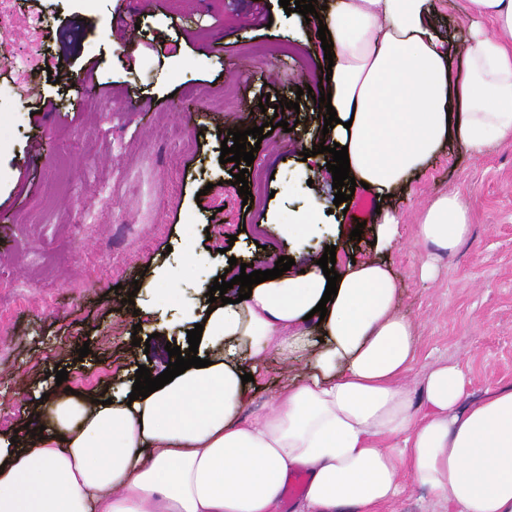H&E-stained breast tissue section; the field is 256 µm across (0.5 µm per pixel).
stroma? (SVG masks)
Masks as SVG:
<instances>
[{
  "mask_svg": "<svg viewBox=\"0 0 512 512\" xmlns=\"http://www.w3.org/2000/svg\"><path fill=\"white\" fill-rule=\"evenodd\" d=\"M461 0H436L430 18L454 65ZM128 0H5L0 5V431L19 427L55 385L88 392L119 385L138 366L159 370L179 344L176 303L156 299L153 271L177 275L197 297L228 258L251 263L260 247L300 259L335 246L337 263L381 260L402 282L398 304L418 336V379L436 362L459 365L465 401L512 387V144L471 158L447 144L408 186L381 204L401 220L398 246L377 250L371 226L351 239L352 215L335 207L325 157L303 159L318 140L328 62L317 30L279 0H156L124 43L111 24ZM109 99L77 94L87 68ZM311 94H304V87ZM269 95L266 111H249ZM52 100L56 111L43 109ZM298 101L295 110L282 101ZM249 166L269 197L244 202L220 163L224 130L273 118ZM40 156H33V146ZM460 191L471 231L425 280L414 241L417 211ZM319 203V225L301 240L279 226ZM135 293L139 323L123 300ZM168 324L164 338L159 325ZM149 347L132 345V338ZM89 346L87 357L77 348ZM296 376L267 352L246 412L267 407Z\"/></svg>",
  "mask_w": 512,
  "mask_h": 512,
  "instance_id": "1",
  "label": "stroma"
}]
</instances>
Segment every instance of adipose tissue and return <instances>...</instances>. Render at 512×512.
<instances>
[{"label": "adipose tissue", "mask_w": 512, "mask_h": 512, "mask_svg": "<svg viewBox=\"0 0 512 512\" xmlns=\"http://www.w3.org/2000/svg\"><path fill=\"white\" fill-rule=\"evenodd\" d=\"M435 0H331L319 18L333 45L328 81L350 174L387 196L444 145L480 157L512 139V0H463L468 55L452 70L427 24ZM490 20L493 32L481 23ZM470 200L451 192L417 215L416 241L454 253ZM337 296L315 257L210 303L200 358L144 399L132 383L55 396L39 433L0 432V512H280L289 478L297 512H374L410 475L443 512H512V388L463 405L466 379L436 363L407 383L414 324L400 282L379 262L337 266ZM325 303L327 313L312 310ZM276 350L302 376L243 418V374Z\"/></svg>", "instance_id": "ef3b65f1"}]
</instances>
